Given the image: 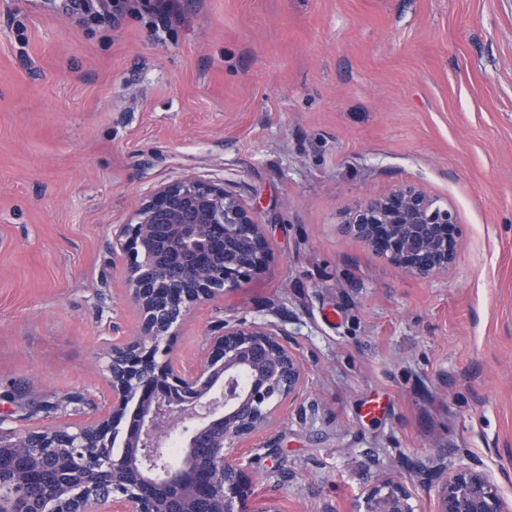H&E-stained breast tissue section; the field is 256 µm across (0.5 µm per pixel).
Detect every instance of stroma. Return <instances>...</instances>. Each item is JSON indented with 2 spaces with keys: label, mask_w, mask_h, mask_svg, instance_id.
I'll use <instances>...</instances> for the list:
<instances>
[{
  "label": "stroma",
  "mask_w": 512,
  "mask_h": 512,
  "mask_svg": "<svg viewBox=\"0 0 512 512\" xmlns=\"http://www.w3.org/2000/svg\"><path fill=\"white\" fill-rule=\"evenodd\" d=\"M192 175L254 212L264 268L178 329L299 344L298 400L253 449L251 501L354 512L407 481L416 512L478 465L512 502V0H162L79 19L0 0V424L104 413L133 330L112 227ZM414 184L451 207L448 272L416 279L341 229Z\"/></svg>",
  "instance_id": "1"
}]
</instances>
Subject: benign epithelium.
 Instances as JSON below:
<instances>
[{"mask_svg":"<svg viewBox=\"0 0 512 512\" xmlns=\"http://www.w3.org/2000/svg\"><path fill=\"white\" fill-rule=\"evenodd\" d=\"M454 212L412 186L370 196L346 214L345 233L405 273L429 279L456 259ZM265 244L251 208L224 187L194 176L162 184L112 231V261L140 322L112 340L105 371L112 405L104 415L63 425L0 427V512H277L249 509L248 464L235 450L265 434L287 401L297 399L305 366L297 340L272 324L234 320L210 337L191 366L172 356L177 329L261 267ZM140 410L126 421L129 407ZM123 448H99L121 432ZM179 429L181 458L163 451ZM46 448L32 467L33 449ZM54 488L50 507L22 490ZM356 512H415L408 486H370ZM437 512H512L484 473L459 469L442 488Z\"/></svg>","mask_w":512,"mask_h":512,"instance_id":"7a95c632","label":"benign epithelium"}]
</instances>
